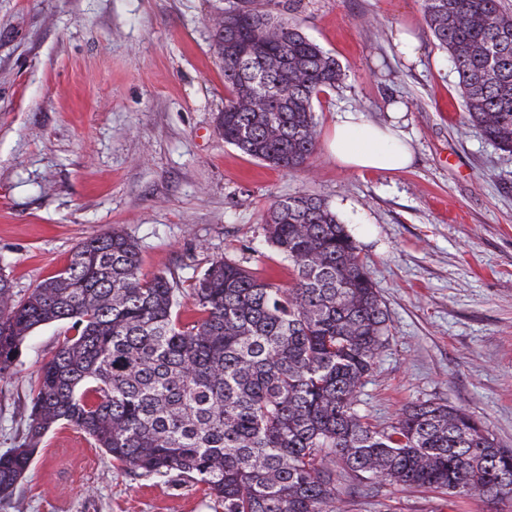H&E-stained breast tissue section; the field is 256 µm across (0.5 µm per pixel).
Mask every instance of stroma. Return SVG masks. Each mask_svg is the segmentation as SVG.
<instances>
[{
  "instance_id": "obj_1",
  "label": "stroma",
  "mask_w": 512,
  "mask_h": 512,
  "mask_svg": "<svg viewBox=\"0 0 512 512\" xmlns=\"http://www.w3.org/2000/svg\"><path fill=\"white\" fill-rule=\"evenodd\" d=\"M345 77L314 108L316 151L293 172L265 166L216 129L224 64L215 23L229 0H0V267L27 293L74 247L112 228L141 272L190 290L225 256L291 283L264 242L271 204L306 192L346 224L385 303L389 342L358 394L374 426L412 404L468 411L512 448V155L463 118L458 75L423 0H278ZM420 43L398 54L397 31ZM399 122L413 161L350 172L327 149L336 117ZM36 328L0 379V453L26 430L40 366L70 333ZM346 512H512L341 475ZM203 485L139 477L66 424L44 437L0 512H217Z\"/></svg>"
}]
</instances>
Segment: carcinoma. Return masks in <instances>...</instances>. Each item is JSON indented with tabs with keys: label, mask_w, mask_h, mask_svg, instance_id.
<instances>
[{
	"label": "carcinoma",
	"mask_w": 512,
	"mask_h": 512,
	"mask_svg": "<svg viewBox=\"0 0 512 512\" xmlns=\"http://www.w3.org/2000/svg\"><path fill=\"white\" fill-rule=\"evenodd\" d=\"M423 8L468 122L512 153V10L500 0ZM215 37L224 142L269 167H303L316 149L314 100L343 80L339 62L255 0H236ZM263 231L293 282L216 257L191 288L185 322L176 278H142L139 243L117 228L78 244L21 297L0 268L1 378L37 327L68 320L74 331L37 373L23 440L0 454V499L61 421L120 470L206 485L224 512H342L339 473L450 500L512 493V449L461 408L416 403L381 430L363 420L358 392L389 341V317L327 203L280 199Z\"/></svg>",
	"instance_id": "carcinoma-1"
}]
</instances>
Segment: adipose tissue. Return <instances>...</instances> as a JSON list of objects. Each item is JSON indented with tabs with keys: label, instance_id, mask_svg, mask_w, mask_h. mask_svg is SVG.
I'll use <instances>...</instances> for the list:
<instances>
[{
	"label": "adipose tissue",
	"instance_id": "ef3b65f1",
	"mask_svg": "<svg viewBox=\"0 0 512 512\" xmlns=\"http://www.w3.org/2000/svg\"><path fill=\"white\" fill-rule=\"evenodd\" d=\"M328 150L340 167L351 171H398L412 161L411 149L398 125L372 124L353 111L339 116Z\"/></svg>",
	"mask_w": 512,
	"mask_h": 512
}]
</instances>
